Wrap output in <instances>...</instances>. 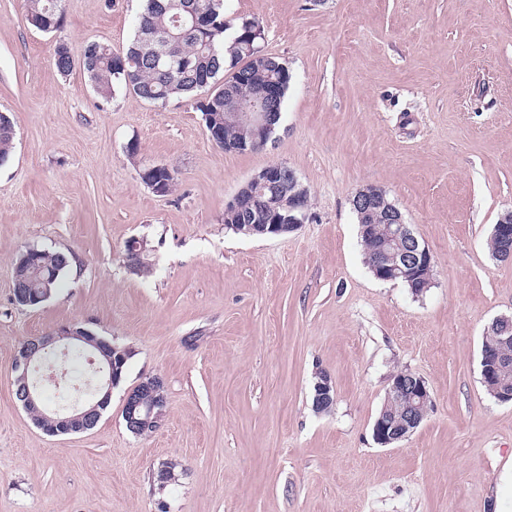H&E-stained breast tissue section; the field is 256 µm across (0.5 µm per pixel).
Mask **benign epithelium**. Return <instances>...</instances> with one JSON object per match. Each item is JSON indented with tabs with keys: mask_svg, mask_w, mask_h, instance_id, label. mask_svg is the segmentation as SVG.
Wrapping results in <instances>:
<instances>
[{
	"mask_svg": "<svg viewBox=\"0 0 512 512\" xmlns=\"http://www.w3.org/2000/svg\"><path fill=\"white\" fill-rule=\"evenodd\" d=\"M234 118L241 129L238 150L256 151L264 148L272 129V114L269 112H236ZM169 168L153 165L140 171L145 184L158 194L164 193ZM305 187L299 181L294 170L284 164H271L251 177L227 203V208L246 211L267 220L265 224H252L249 230L260 234L277 236L297 230L307 218V210L302 205ZM353 210L359 214L380 211L385 223L393 225L391 239L402 243L398 252L383 247L374 253L370 265L376 278L394 281L400 277L416 274L420 269L433 266V255L405 224L402 213L389 200L385 190L380 187L366 186L353 196ZM85 343L90 344L88 361L97 365L93 393L85 400L58 410L41 409V384L32 382L19 394L20 401L28 411H35L44 420L56 424L53 433L84 432L94 427L109 403L112 388L119 383L117 363L126 360L127 349L113 345L109 341L94 336L90 331L65 325L45 336H36L24 341L15 354V368L27 376L29 371L38 369L41 362L39 353L53 351L65 360L69 351ZM508 363L505 350L497 345H489L482 352L483 374L489 378ZM164 387L162 377L155 375L142 380L129 390L124 398L122 415L129 431L135 436L156 432L163 424L165 410L157 393ZM393 396L403 404V419L389 421L384 418L375 420L373 436L381 445L397 444L406 439L420 426L421 412L432 404V398L425 380L416 373L405 370L393 377L390 388ZM333 386L330 377H323L315 384V406L328 408L333 405Z\"/></svg>",
	"mask_w": 512,
	"mask_h": 512,
	"instance_id": "1",
	"label": "benign epithelium"
}]
</instances>
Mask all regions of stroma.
<instances>
[{
    "mask_svg": "<svg viewBox=\"0 0 512 512\" xmlns=\"http://www.w3.org/2000/svg\"><path fill=\"white\" fill-rule=\"evenodd\" d=\"M139 8L62 0L46 33L26 0H0V112L15 128L0 165V512H512V402L480 366L488 327L512 315V262L487 247L512 210V0H224L291 74L275 133L243 153L210 140L195 98L94 91L86 43L124 53ZM273 163L307 187V220L237 234L226 204ZM158 164L175 177L164 195L139 176ZM368 185L434 257L421 294L365 262L351 199ZM135 237L144 274L126 261ZM26 247L74 258L34 308L13 301ZM64 324L130 357L93 429L49 435L15 397L14 356ZM401 370L432 407L383 447L372 426ZM153 375L164 424L137 437L124 397Z\"/></svg>",
    "mask_w": 512,
    "mask_h": 512,
    "instance_id": "stroma-1",
    "label": "stroma"
}]
</instances>
